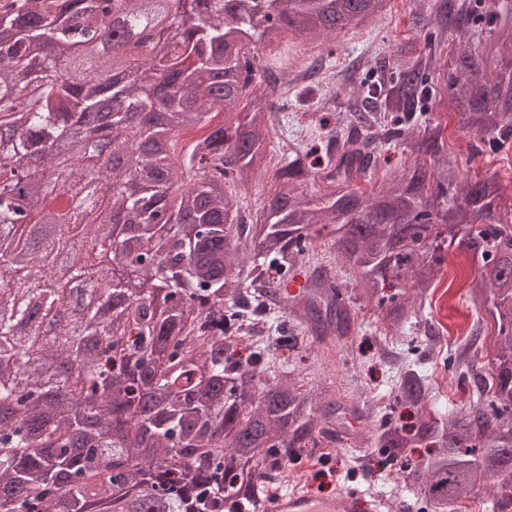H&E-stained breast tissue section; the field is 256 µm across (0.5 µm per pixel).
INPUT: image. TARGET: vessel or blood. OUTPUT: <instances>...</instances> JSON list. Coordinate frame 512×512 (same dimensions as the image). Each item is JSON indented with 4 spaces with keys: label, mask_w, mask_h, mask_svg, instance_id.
<instances>
[{
    "label": "vessel or blood",
    "mask_w": 512,
    "mask_h": 512,
    "mask_svg": "<svg viewBox=\"0 0 512 512\" xmlns=\"http://www.w3.org/2000/svg\"><path fill=\"white\" fill-rule=\"evenodd\" d=\"M387 502L355 489L339 492L332 498H321L310 492L294 491L270 505L269 512H386Z\"/></svg>",
    "instance_id": "1"
}]
</instances>
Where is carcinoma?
I'll return each mask as SVG.
<instances>
[{
    "mask_svg": "<svg viewBox=\"0 0 512 512\" xmlns=\"http://www.w3.org/2000/svg\"><path fill=\"white\" fill-rule=\"evenodd\" d=\"M176 33L151 32L142 0H0V225L27 224L41 194L78 195L74 172L96 152L82 126L106 111V137L122 167L97 160L111 211L126 237L95 210L75 212L83 229L72 277L95 288L99 304L73 327L51 335L15 330L30 306L64 301L45 255L69 246L66 234L42 248L0 246V512H259L263 479L279 476L306 448L339 440L336 390L306 388L274 370L268 342L282 329L272 311L323 349L355 333L341 286L308 254L322 248L355 271L353 297L379 310L388 347L404 335L410 308L396 290L423 279L457 245L479 259L463 299L485 312L495 341L487 362L470 347L444 367L466 369L476 386L469 406L434 410L409 429L382 414L366 429L370 448L403 462L398 477L434 507L480 488L487 476L512 488V198L494 176L464 178L449 161L444 129L421 121L430 98L434 44L457 45L446 73L448 97L477 137L474 154L512 152V58L496 74L473 55L470 0H439L426 36L428 54L342 91L360 106L334 118L312 114L319 146L288 147L270 170L272 102L288 87L260 65L257 43L293 34L315 43L355 20L382 17L389 0H164ZM146 73L148 84L114 86L113 58ZM222 120L215 121L217 115ZM206 133L186 143L180 135ZM167 142L161 155L145 147ZM68 152H58L59 144ZM411 144L419 157L366 197L358 180L380 167L384 147ZM340 185L314 197L303 188L314 164ZM271 175L268 205L244 216L232 186ZM136 183L135 191L128 184ZM112 241L123 266L143 277L163 271L165 305L154 291L133 293L111 271L92 275L87 245ZM308 267L305 289L287 299L282 284ZM395 293L385 294L386 289ZM98 336L101 357H83L81 339ZM250 350L241 358L238 347ZM78 364L83 387L74 405L41 398L47 385L30 350ZM396 397L434 401L428 377L400 365ZM435 446L419 465L406 451Z\"/></svg>",
    "mask_w": 512,
    "mask_h": 512,
    "instance_id": "carcinoma-1",
    "label": "carcinoma"
}]
</instances>
